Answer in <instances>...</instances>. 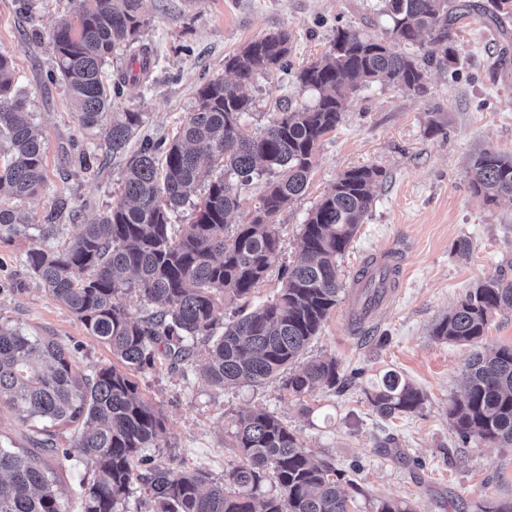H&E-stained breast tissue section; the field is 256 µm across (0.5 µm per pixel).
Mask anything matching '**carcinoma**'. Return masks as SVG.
Instances as JSON below:
<instances>
[{"label":"carcinoma","instance_id":"1","mask_svg":"<svg viewBox=\"0 0 512 512\" xmlns=\"http://www.w3.org/2000/svg\"><path fill=\"white\" fill-rule=\"evenodd\" d=\"M71 20L53 33L59 79L65 84L79 125L105 127V155L127 157L123 187L97 220L81 225L65 247H34L26 263L49 296L63 304L88 334L108 346L118 361L82 373L70 352L50 336H28L0 325V407L31 422L32 447L0 444V512H64L54 461L82 456L83 512H117L139 481L152 512H350L352 499L341 474L317 460L273 414L254 410L238 421L233 447L238 464L216 482L202 467L185 470L144 454L167 448L170 435L161 413L140 391L135 375L167 363L195 372L224 387L260 385L280 378L283 393L302 398L318 386H336V361L316 360L288 374L336 307L341 290L339 257L346 251L374 201L373 185L383 172L374 167L345 171L307 215L297 264L286 273L280 293L240 318L224 321V303L245 300L265 278L279 249L274 218L305 192L318 143L336 129L345 100L361 87L387 81L416 94L426 72L389 42L427 44L424 59L455 62L452 29L461 7L451 0H385L392 21L385 39L339 29L333 47L304 67L298 80L316 93L311 105H284L252 134L242 122L252 101L245 87L261 71L287 64L290 38L270 33L224 59L234 81L215 78L197 92V107L169 142L144 140L126 155L142 122L138 112H110L112 100L150 69L139 44L145 0H78ZM485 14L512 17V0H487ZM123 45L142 64L106 84L102 67ZM0 135L12 152L0 168V228L18 230L10 200L43 188V136L27 117L26 95L16 86L11 54L0 51ZM205 164L223 172L194 204V220L177 231L169 210L190 200ZM472 191L488 203L512 202V158L490 151L477 154L467 171ZM262 181L260 204L249 221L233 224L240 190ZM65 200L36 225L47 239L56 232ZM396 268L362 271L363 319L396 285ZM134 291L155 305L139 316L118 302ZM512 307V281L491 276L477 283L448 315L434 336L472 344L483 336L492 314ZM211 341L195 356L198 338ZM384 418L419 410L423 393L394 370L371 394ZM459 438L512 445V346L474 353L467 365L462 398L448 407ZM70 432L68 444L60 436ZM272 482L277 492L264 490Z\"/></svg>","mask_w":512,"mask_h":512}]
</instances>
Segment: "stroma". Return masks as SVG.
Instances as JSON below:
<instances>
[{
  "mask_svg": "<svg viewBox=\"0 0 512 512\" xmlns=\"http://www.w3.org/2000/svg\"><path fill=\"white\" fill-rule=\"evenodd\" d=\"M384 0H147L141 38L154 66L144 86L113 101L116 112L141 113L143 138L172 139L194 112L198 89L225 76V57L269 33L290 36L288 71L256 74L248 88L253 105L243 122L264 126L279 103L310 104L313 91L297 81L300 69L323 55L339 28L383 38L391 26ZM75 0H0V49L15 60V79L27 94L31 121L44 138L46 182L15 208L28 224L42 223L58 199L80 218L62 220L56 234L37 241L30 233H0V324L31 336H51L72 351L84 373L112 365L108 347L88 335L64 305L54 302L30 273L26 253L71 242L82 224L116 199L125 161L103 156V135H83L67 90L57 75L53 31L73 18ZM455 64L427 70L426 90L416 95L394 83H373L346 101L335 130L326 134L301 199L275 218L280 247L266 278L250 298L256 306L275 298L284 266L298 258L309 209L345 171L383 170L374 202L339 260L338 302L306 359H335L336 387L297 399L278 382L219 388L197 374L161 364L139 374L144 395L161 411L171 445L157 460L179 469L202 465L223 478L238 462L236 420L263 409L294 430L343 480L362 489L351 512H377L383 500L409 503L415 512H475L478 501L512 500V446L463 444L448 420V407L463 393L466 345L436 339L434 325L475 284L501 273L512 278V205H489L474 195L467 177L476 153L512 158V18L493 24L476 16L454 28ZM443 129L429 130L432 113ZM81 139L92 160L80 167L71 150ZM467 240L470 251L456 247ZM394 260L397 284L368 313L363 329L352 314L359 305L357 279L367 260ZM394 370L424 394L418 411L381 417L369 394ZM420 467H413V460Z\"/></svg>",
  "mask_w": 512,
  "mask_h": 512,
  "instance_id": "1",
  "label": "stroma"
}]
</instances>
